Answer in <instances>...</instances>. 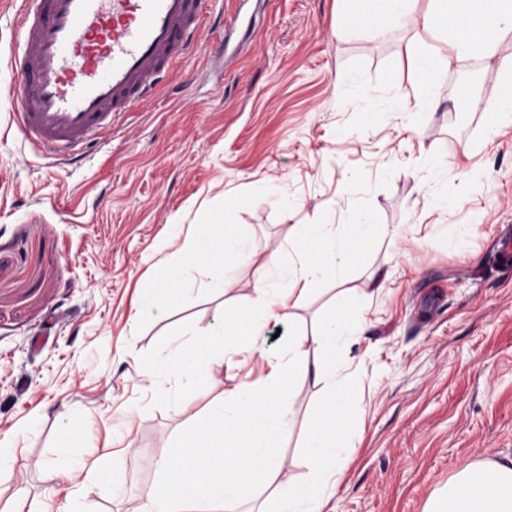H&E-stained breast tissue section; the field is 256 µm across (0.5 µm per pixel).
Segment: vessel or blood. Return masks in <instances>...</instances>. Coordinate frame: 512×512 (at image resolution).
Returning <instances> with one entry per match:
<instances>
[{"instance_id": "b4317fda", "label": "vessel or blood", "mask_w": 512, "mask_h": 512, "mask_svg": "<svg viewBox=\"0 0 512 512\" xmlns=\"http://www.w3.org/2000/svg\"><path fill=\"white\" fill-rule=\"evenodd\" d=\"M217 0H21L4 98L42 153H75L202 43Z\"/></svg>"}]
</instances>
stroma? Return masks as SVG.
Wrapping results in <instances>:
<instances>
[{
  "label": "stroma",
  "instance_id": "obj_1",
  "mask_svg": "<svg viewBox=\"0 0 512 512\" xmlns=\"http://www.w3.org/2000/svg\"><path fill=\"white\" fill-rule=\"evenodd\" d=\"M223 57L192 53L112 137L52 164L0 104V512H139L173 438L270 371V323L179 377L180 356L291 266L309 224L370 219L337 277L296 304L312 334L343 297L362 306L339 378L358 379L357 434L322 512H434L483 462L512 464V126L490 135L497 66L465 59L421 95L408 20L348 28L339 0H223ZM232 235L240 255L199 268L147 308L185 238ZM325 383L302 367L281 483ZM85 433L72 448L73 419ZM120 471L111 485L88 471Z\"/></svg>",
  "mask_w": 512,
  "mask_h": 512
}]
</instances>
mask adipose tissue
Segmentation results:
<instances>
[{"label":"adipose tissue","mask_w":512,"mask_h":512,"mask_svg":"<svg viewBox=\"0 0 512 512\" xmlns=\"http://www.w3.org/2000/svg\"><path fill=\"white\" fill-rule=\"evenodd\" d=\"M432 6L417 12V0H342L352 24L377 23L387 17L409 18L416 33L441 35L443 46L430 55L410 54L408 63L420 84L434 91L440 75L454 63L476 58L484 62L497 61L500 39L512 33V28L500 26L503 17L512 18V0H431ZM467 16V29L440 31L441 14ZM366 224H349L336 229L332 224L311 225L308 234L294 241L292 249L300 260L298 267L288 272L289 278L301 289L336 274V256L354 252L369 237ZM181 253L182 263L175 266L170 287L161 289L164 298L175 297L183 273L194 265L223 266L238 255V244L233 238L218 241L207 233L190 236ZM295 304L291 295L270 296L267 287H259L253 304L226 316L222 326L199 337L192 353L196 363L211 362V349L235 336L261 335L271 320L292 319ZM443 512H512V466L489 463L468 467L461 471L448 486Z\"/></svg>","instance_id":"1"}]
</instances>
